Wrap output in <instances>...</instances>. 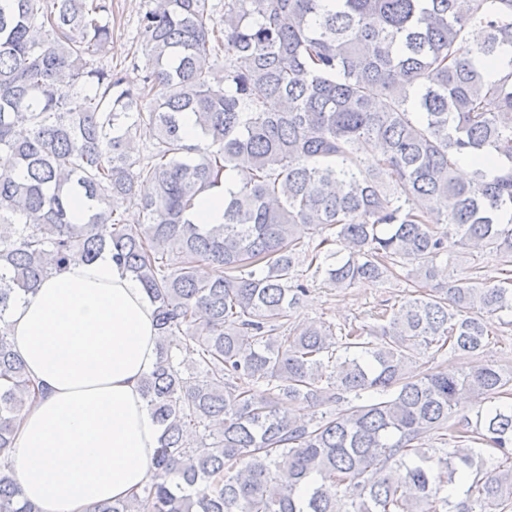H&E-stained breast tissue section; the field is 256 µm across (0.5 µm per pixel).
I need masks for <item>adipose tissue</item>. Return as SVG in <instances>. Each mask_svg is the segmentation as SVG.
I'll use <instances>...</instances> for the list:
<instances>
[{
    "mask_svg": "<svg viewBox=\"0 0 512 512\" xmlns=\"http://www.w3.org/2000/svg\"><path fill=\"white\" fill-rule=\"evenodd\" d=\"M44 393L14 432L8 463L36 512H87L149 477L160 427L142 393L157 358L155 308L110 252L44 278L8 318Z\"/></svg>",
    "mask_w": 512,
    "mask_h": 512,
    "instance_id": "adipose-tissue-1",
    "label": "adipose tissue"
}]
</instances>
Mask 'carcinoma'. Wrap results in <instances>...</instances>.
I'll return each instance as SVG.
<instances>
[{
    "label": "carcinoma",
    "instance_id": "1",
    "mask_svg": "<svg viewBox=\"0 0 512 512\" xmlns=\"http://www.w3.org/2000/svg\"><path fill=\"white\" fill-rule=\"evenodd\" d=\"M152 2L132 79L107 61L113 0H0V452L42 392L11 307L108 249L155 306L142 387L161 435L144 485L89 512H506L512 374L480 357L484 317L512 312V0H224L218 19ZM230 172L224 223H195ZM127 201L145 223L121 222ZM458 248L507 278L445 276ZM302 258L336 288L400 267L415 291L344 333L291 329ZM434 346L469 369L412 371ZM433 432L448 457L421 446ZM0 512H34L6 468Z\"/></svg>",
    "mask_w": 512,
    "mask_h": 512
}]
</instances>
